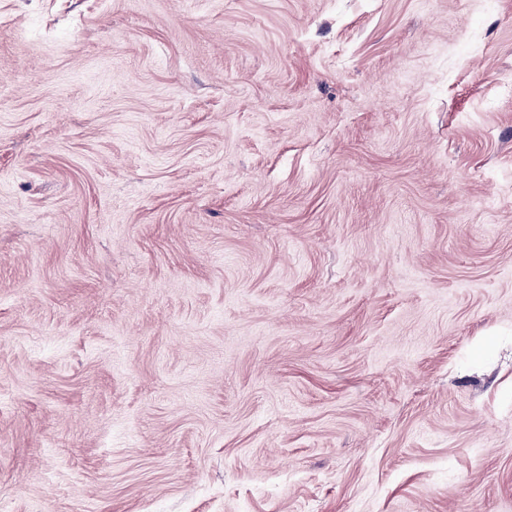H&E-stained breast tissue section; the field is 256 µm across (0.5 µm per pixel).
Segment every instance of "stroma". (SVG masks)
<instances>
[{
    "instance_id": "35a3bbf8",
    "label": "stroma",
    "mask_w": 512,
    "mask_h": 512,
    "mask_svg": "<svg viewBox=\"0 0 512 512\" xmlns=\"http://www.w3.org/2000/svg\"><path fill=\"white\" fill-rule=\"evenodd\" d=\"M0 512H512V0H0Z\"/></svg>"
}]
</instances>
